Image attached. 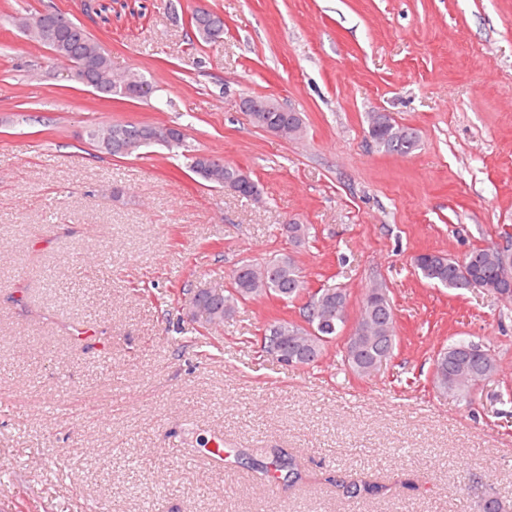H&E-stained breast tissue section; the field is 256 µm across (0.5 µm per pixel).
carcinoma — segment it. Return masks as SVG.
<instances>
[{
	"mask_svg": "<svg viewBox=\"0 0 512 512\" xmlns=\"http://www.w3.org/2000/svg\"><path fill=\"white\" fill-rule=\"evenodd\" d=\"M42 18L51 29L59 48L67 53V59L77 64L84 58L98 55L95 69L85 72L87 82L99 88L103 95H122L121 85L138 75L135 70L116 72L107 49L86 28L72 20L65 21L60 13L48 5L42 11H24L11 17L16 27L29 20ZM220 21L216 13L192 14L190 25L199 43H210L209 27ZM257 126L285 140L300 138L304 133V120L299 112L277 110L257 113ZM369 136L374 145L388 153L408 155L416 148V130L397 124L391 116L373 112L369 116ZM88 137L95 150L112 157L137 156L149 146H161L181 151L185 167L200 183L214 189H231L234 194L249 200H258L262 195L259 184L240 168L224 164L212 167L196 149L189 148L187 137L167 125L110 124L94 126ZM512 262L509 247L490 245L474 247L463 258L439 253H427L414 264L416 270L429 282L444 288H482L494 294L503 262ZM307 292L303 271L292 255L283 254L263 264L243 263L231 277V288L227 290H201L194 299L206 314L207 325H221L230 316L239 302L256 298H275L291 302ZM348 298L342 290L321 288L309 296L303 308V322L275 319L264 328V336H274L288 346L295 355L294 364L310 366L316 363L325 349L342 338L347 320ZM354 335L343 338L344 363L359 376L372 374L374 363L380 358L390 359L397 345L395 316L386 289L375 286L362 297L359 315L353 327ZM498 372L495 355L487 347L471 341L457 340L441 348L433 361L434 387L442 393L455 397L467 405L476 403L484 382ZM253 466L260 478L270 485L286 483L290 486L303 479L295 460L278 455L269 462L255 461ZM351 498L378 493L381 487L365 480L355 479L344 484Z\"/></svg>",
	"mask_w": 512,
	"mask_h": 512,
	"instance_id": "1",
	"label": "carcinoma"
}]
</instances>
